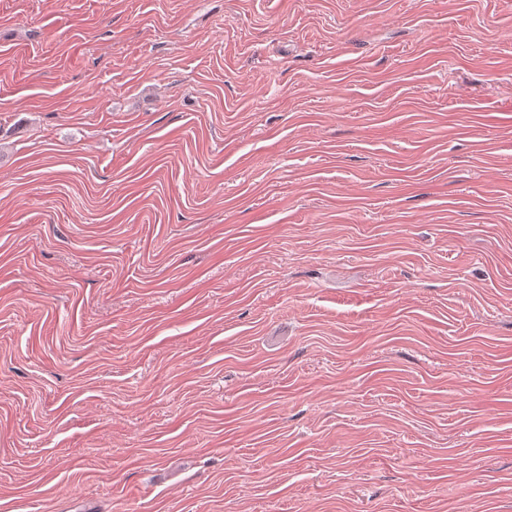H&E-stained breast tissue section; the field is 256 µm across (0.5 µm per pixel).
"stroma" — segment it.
I'll return each instance as SVG.
<instances>
[{
    "instance_id": "obj_1",
    "label": "stroma",
    "mask_w": 512,
    "mask_h": 512,
    "mask_svg": "<svg viewBox=\"0 0 512 512\" xmlns=\"http://www.w3.org/2000/svg\"><path fill=\"white\" fill-rule=\"evenodd\" d=\"M512 512V0H0V512Z\"/></svg>"
}]
</instances>
